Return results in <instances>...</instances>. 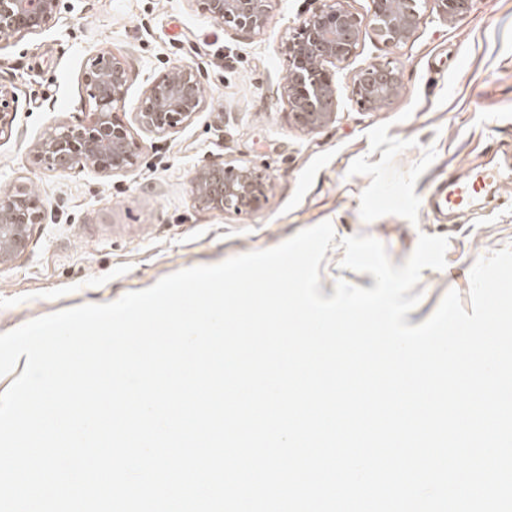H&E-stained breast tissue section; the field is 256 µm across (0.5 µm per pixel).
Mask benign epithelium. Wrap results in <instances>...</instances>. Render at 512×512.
<instances>
[{
	"label": "benign epithelium",
	"instance_id": "benign-epithelium-1",
	"mask_svg": "<svg viewBox=\"0 0 512 512\" xmlns=\"http://www.w3.org/2000/svg\"><path fill=\"white\" fill-rule=\"evenodd\" d=\"M215 23L249 35H262L268 27L275 0H191ZM448 21L467 13L472 0H431ZM399 10L396 0H371L369 14L359 16L338 0H322L293 34L285 38L288 73L282 85L288 119L307 132L336 122V71L333 67L356 51L363 28L377 29L383 41L397 45L419 27L423 16L416 0ZM59 0H0V42L45 30L56 18ZM89 112L79 124H61L33 144L38 161L49 170L91 168L114 175L137 165L140 146L129 122L121 115L126 103L129 74L122 58L101 49L83 71ZM402 88L398 69L377 63L354 79L353 93L360 105L382 108ZM14 91L0 83V133L3 132ZM204 97L195 69L179 64L153 80L143 92L135 112L139 128L166 136L189 124L202 111ZM193 195L206 209L250 213L267 199L268 177L255 166L231 160L203 165L192 177ZM44 209L31 188L20 183L0 196V261L21 253L29 225L39 224Z\"/></svg>",
	"mask_w": 512,
	"mask_h": 512
}]
</instances>
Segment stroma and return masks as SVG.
Masks as SVG:
<instances>
[{"instance_id": "1", "label": "stroma", "mask_w": 512, "mask_h": 512, "mask_svg": "<svg viewBox=\"0 0 512 512\" xmlns=\"http://www.w3.org/2000/svg\"><path fill=\"white\" fill-rule=\"evenodd\" d=\"M316 6L276 0L265 35L250 36L223 29L192 0H62L50 28L0 44V83L17 106L11 130L0 135V194L25 182L46 209L26 248L0 263V333L277 246L324 221L339 239H378L397 266L420 234L448 237L446 266L423 269L415 286L423 297L407 324L424 322L447 291L469 302L473 263L512 246V190L461 217L439 213L428 198L434 182L469 168L512 165V0H474L451 22L420 0L423 24L397 45L365 28L336 72L335 123L309 133L288 121L282 42ZM101 48L128 69L126 114L176 64L196 69L204 108L164 137L135 130L141 157L127 172L45 169L31 148L52 127L84 118L82 73ZM385 62L399 70L402 90L391 104L364 110L353 79ZM230 159L268 175L259 210L195 203L196 167ZM343 256L333 246L320 264L324 297L340 279L375 285L371 274L341 268Z\"/></svg>"}]
</instances>
